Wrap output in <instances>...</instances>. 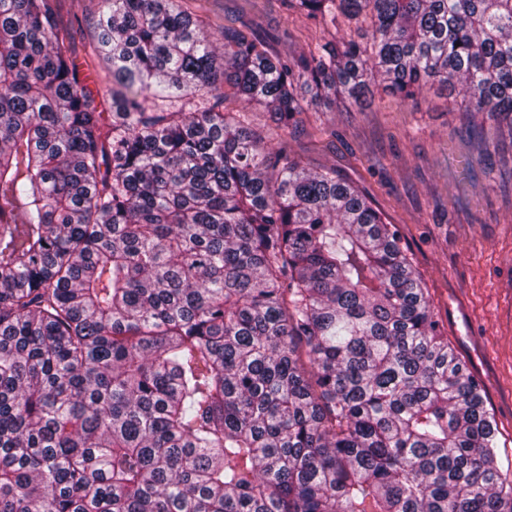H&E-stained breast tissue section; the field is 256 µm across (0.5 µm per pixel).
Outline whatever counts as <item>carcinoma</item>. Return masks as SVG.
I'll return each instance as SVG.
<instances>
[{
  "instance_id": "cac0c4a2",
  "label": "carcinoma",
  "mask_w": 512,
  "mask_h": 512,
  "mask_svg": "<svg viewBox=\"0 0 512 512\" xmlns=\"http://www.w3.org/2000/svg\"><path fill=\"white\" fill-rule=\"evenodd\" d=\"M55 2L0 0V512H512L392 225L224 111L286 132L308 99L438 85L512 119V0H282L369 20L297 59L102 0L110 112ZM226 106L229 112H249L250 127L261 136H271L275 131L270 113L239 101H229Z\"/></svg>"
}]
</instances>
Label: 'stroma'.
I'll list each match as a JSON object with an SVG mask.
<instances>
[{
  "instance_id": "stroma-1",
  "label": "stroma",
  "mask_w": 512,
  "mask_h": 512,
  "mask_svg": "<svg viewBox=\"0 0 512 512\" xmlns=\"http://www.w3.org/2000/svg\"><path fill=\"white\" fill-rule=\"evenodd\" d=\"M221 42L223 27L268 37L279 57L358 37L356 21L322 25L279 0H189ZM99 0H60L77 61L103 111L112 75L94 48ZM433 87L401 101L375 87L356 103L306 106L285 138L313 170L336 167L394 224L450 347L478 379L497 424V463L512 475V120L467 111Z\"/></svg>"
}]
</instances>
